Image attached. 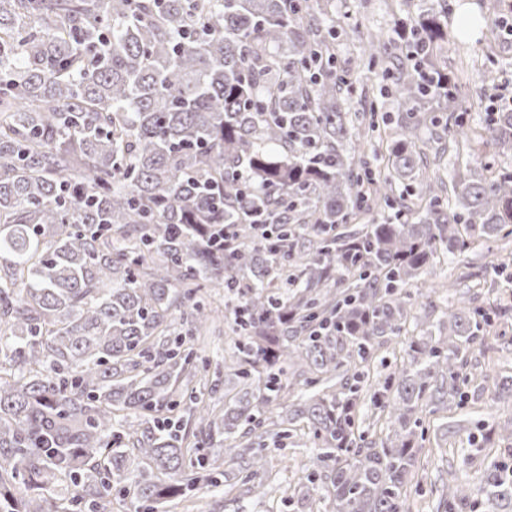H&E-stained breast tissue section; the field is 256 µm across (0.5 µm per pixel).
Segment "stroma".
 Returning <instances> with one entry per match:
<instances>
[{
	"label": "stroma",
	"instance_id": "obj_1",
	"mask_svg": "<svg viewBox=\"0 0 512 512\" xmlns=\"http://www.w3.org/2000/svg\"><path fill=\"white\" fill-rule=\"evenodd\" d=\"M331 14L336 30V69L351 82L353 91L348 104L353 124L361 130L360 143L350 144L348 150L355 161L366 162L372 172L386 166V143L377 137H368L366 130L373 112L397 115L400 106L390 85H377L367 79L354 59L353 50L368 33L388 31L395 12L414 13L431 5L432 0H333ZM448 8V29L458 31L459 14H476L480 24L467 35L465 50L449 45L444 59L449 70L462 73L457 100L471 128L484 125L490 106V91L482 81L485 69L499 74L498 90L512 96V37L501 30V20L488 0H444ZM512 260V236L493 237L477 250L439 256L433 266L409 286L418 303H431L429 322H436L441 311L457 303L462 294H470L474 306L493 308L499 304L498 293L485 288L467 289L464 276L478 271L490 261ZM212 306L218 307L223 317L219 325L207 333L200 354L210 362H223L231 356L238 336L235 332L234 310L239 302L236 294L216 287L210 291ZM469 369L473 380L467 388L462 407H451L421 414L425 439L417 456L415 483L407 489L410 512H437L443 485L451 481L478 482L480 468L464 463L465 446L451 433L456 421L466 420L475 433L485 434L489 456L499 455L504 446L500 430L512 424V399H493L482 381L490 374L505 378L512 375V309L501 317L485 348L474 350ZM317 453L309 436H296L267 453L272 494L247 496L234 501L223 493L206 486H198L182 500L175 512H295L292 496L303 482Z\"/></svg>",
	"mask_w": 512,
	"mask_h": 512
}]
</instances>
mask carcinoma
Listing matches in <instances>:
<instances>
[{
    "label": "carcinoma",
    "mask_w": 512,
    "mask_h": 512,
    "mask_svg": "<svg viewBox=\"0 0 512 512\" xmlns=\"http://www.w3.org/2000/svg\"><path fill=\"white\" fill-rule=\"evenodd\" d=\"M308 0H0V512H112L130 481L134 512H173L201 482L266 489L264 438L306 432L318 448L297 502L315 512H409L424 440L418 414L459 406L468 358L501 311L450 306L436 330L408 284L441 253L512 233V172L416 184L419 131L512 151V106L479 133L455 115L458 78L441 62L448 12L394 18L406 58L375 77L403 106L388 175L362 178L349 85ZM359 62L387 59V40ZM418 185L412 220L335 233L366 205ZM275 226L261 237L257 218ZM234 244L224 248V225ZM477 282L508 291L493 263ZM239 289L233 390L189 389L201 296ZM419 327L408 363L364 381L375 351ZM354 369L355 383L319 384ZM304 397L289 401V375ZM391 434L358 432L365 397ZM466 434L465 461L483 441ZM224 445V456L203 452ZM479 483L448 489L445 512H512V447ZM321 486H315L316 482ZM25 490H20V487Z\"/></svg>",
    "instance_id": "cac0c4a2"
}]
</instances>
